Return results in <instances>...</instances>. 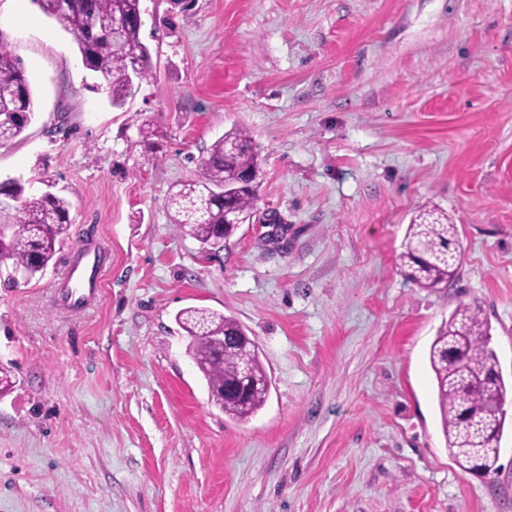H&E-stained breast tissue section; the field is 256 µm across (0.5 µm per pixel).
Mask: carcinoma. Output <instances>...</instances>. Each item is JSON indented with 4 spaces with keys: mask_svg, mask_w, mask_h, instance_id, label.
I'll use <instances>...</instances> for the list:
<instances>
[{
    "mask_svg": "<svg viewBox=\"0 0 512 512\" xmlns=\"http://www.w3.org/2000/svg\"><path fill=\"white\" fill-rule=\"evenodd\" d=\"M77 42L85 67L107 81L112 105L121 107L151 77V53L141 37V0H32ZM0 146L19 137L34 118L32 87L22 63L0 37ZM201 178L180 183L168 197L172 223L202 247H215L233 234L224 228V200L244 221L256 213L260 150L252 136L235 129L217 139L202 161ZM0 195L17 202L0 206V276L17 284L43 273L70 235V203L53 194L24 196L17 180L0 185ZM406 278L419 288H446L462 267L458 225L448 213L424 208L402 242ZM189 338L187 353L208 393L224 414L246 421L269 398L271 383L259 347L235 319L210 309L188 307L175 316ZM490 327L478 308L460 304L443 322L429 347V365L448 454L464 471H497L505 427L506 383L490 347Z\"/></svg>",
    "mask_w": 512,
    "mask_h": 512,
    "instance_id": "1",
    "label": "carcinoma"
}]
</instances>
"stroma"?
Listing matches in <instances>:
<instances>
[{"mask_svg":"<svg viewBox=\"0 0 512 512\" xmlns=\"http://www.w3.org/2000/svg\"><path fill=\"white\" fill-rule=\"evenodd\" d=\"M21 12L0 36L36 116L0 181L67 199L65 247L103 242L105 280L90 311L55 305L59 255L0 286V512H512V393L497 470L473 475L428 365L470 303L512 381V0H141L153 75L119 108L69 32ZM234 127L261 150L259 220L206 252L168 195ZM425 203L464 250L438 290L399 259ZM187 307L255 338L272 388L248 421L209 401Z\"/></svg>","mask_w":512,"mask_h":512,"instance_id":"1","label":"stroma"}]
</instances>
